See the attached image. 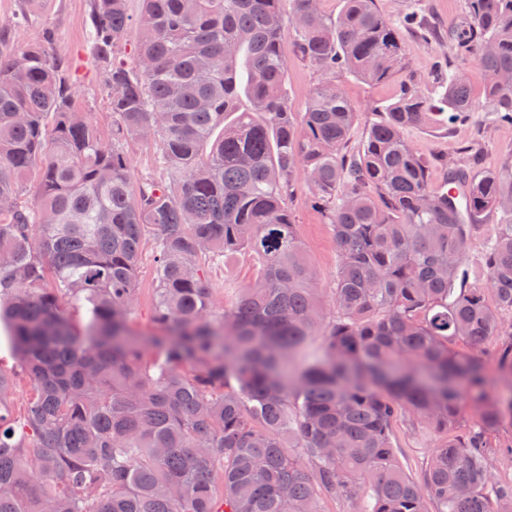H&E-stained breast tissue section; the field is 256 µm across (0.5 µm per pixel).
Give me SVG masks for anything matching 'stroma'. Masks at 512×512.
I'll list each match as a JSON object with an SVG mask.
<instances>
[{"mask_svg": "<svg viewBox=\"0 0 512 512\" xmlns=\"http://www.w3.org/2000/svg\"><path fill=\"white\" fill-rule=\"evenodd\" d=\"M463 0H375V7L389 22L399 23L408 11L422 12L437 25L447 26L460 13ZM26 10L31 21L16 26L13 34L15 47L23 48L41 42L44 29L54 32L52 52L71 67L74 85V105L98 126L102 133H109L112 114L108 112L104 91L97 70L86 53L89 0H0V21L14 20L19 10ZM295 33L284 31V45L288 56V102L294 111L304 107L310 89L319 78L318 72L295 50ZM408 65L387 81L371 83L343 75L340 86L361 114L362 124L355 127L353 140H360L364 123L378 120L380 110L395 101L414 81H422L435 73L443 64L446 47L432 41L407 37ZM405 136L415 150L431 160L430 175L433 183L443 181L446 166L458 159L459 146L473 141L481 143V166L492 170L500 166L506 151L512 149V125L493 123L485 115H478L472 122L454 127L451 131L415 126ZM289 205L295 215L297 233L311 263L316 285L323 293H330L336 283L339 253L331 225L326 224L321 212L311 201L307 189V173L298 169L294 192ZM257 264L253 257L242 255L228 265H216L209 270L213 288L214 307L212 318H220L225 309L234 303L235 289L254 283ZM136 287L138 301L128 325L139 336H150L155 330L153 313V249L144 246ZM441 434L418 427L401 430L397 446L403 465L412 474H419L432 448L440 444Z\"/></svg>", "mask_w": 512, "mask_h": 512, "instance_id": "35a3bbf8", "label": "stroma"}]
</instances>
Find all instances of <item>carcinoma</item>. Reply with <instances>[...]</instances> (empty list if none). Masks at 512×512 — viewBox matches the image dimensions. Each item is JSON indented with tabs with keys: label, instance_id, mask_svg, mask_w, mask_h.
Segmentation results:
<instances>
[{
	"label": "carcinoma",
	"instance_id": "cac0c4a2",
	"mask_svg": "<svg viewBox=\"0 0 512 512\" xmlns=\"http://www.w3.org/2000/svg\"><path fill=\"white\" fill-rule=\"evenodd\" d=\"M319 2L141 0L134 18L129 0H89L106 139L74 108L50 29L17 49L0 26V324L32 384L17 422L0 371V512H324L328 499L348 512H512L492 445L512 419V336L496 355L506 395L476 354L512 330V156L481 173L474 146L459 148L435 187L405 138L478 112L512 124V0H464L438 80L408 86L355 148L360 113L336 77L389 79L405 67L402 32L424 22L397 28L374 0H341L335 16ZM288 25L321 75L299 112ZM150 140L160 172L135 186L127 147ZM301 166L336 237L329 301L289 208ZM484 211L500 224L471 281V217ZM149 240L153 358L127 330ZM245 254L257 279L214 321L209 268ZM403 425L443 434L418 478L398 455Z\"/></svg>",
	"mask_w": 512,
	"mask_h": 512
}]
</instances>
